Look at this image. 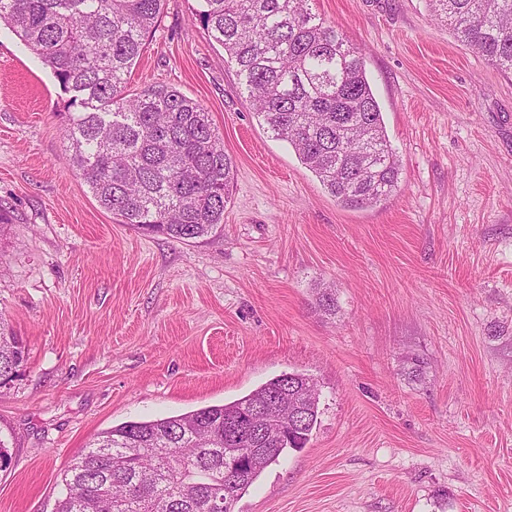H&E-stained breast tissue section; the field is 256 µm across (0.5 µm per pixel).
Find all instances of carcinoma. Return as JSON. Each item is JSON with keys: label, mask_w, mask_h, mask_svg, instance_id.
<instances>
[{"label": "carcinoma", "mask_w": 512, "mask_h": 512, "mask_svg": "<svg viewBox=\"0 0 512 512\" xmlns=\"http://www.w3.org/2000/svg\"><path fill=\"white\" fill-rule=\"evenodd\" d=\"M164 0H0L8 26L69 95L70 160L100 206L135 230L183 243L224 224L234 162L208 113L175 88L127 90V75L156 27ZM457 41L512 73V0H427ZM195 16L237 67L254 114L286 141L322 186L348 208L376 205L398 187L365 56L311 0H200ZM336 314L332 289L316 299ZM25 347L0 317V380L23 366ZM268 403L270 420L299 415L291 436L262 445L242 471L247 423ZM319 393L304 374H282L222 405L101 433L64 474L57 512H234L264 469L310 440Z\"/></svg>", "instance_id": "1"}]
</instances>
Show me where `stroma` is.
<instances>
[{"instance_id":"35a3bbf8","label":"stroma","mask_w":512,"mask_h":512,"mask_svg":"<svg viewBox=\"0 0 512 512\" xmlns=\"http://www.w3.org/2000/svg\"><path fill=\"white\" fill-rule=\"evenodd\" d=\"M196 7L166 0L127 83L200 103L236 165L222 231L189 245L99 206L67 94L0 26V318L27 353L0 386V512H56L106 429L289 372L316 381L317 424L234 512H512V75L425 0H313L364 50L400 163L349 209L260 125Z\"/></svg>"}]
</instances>
